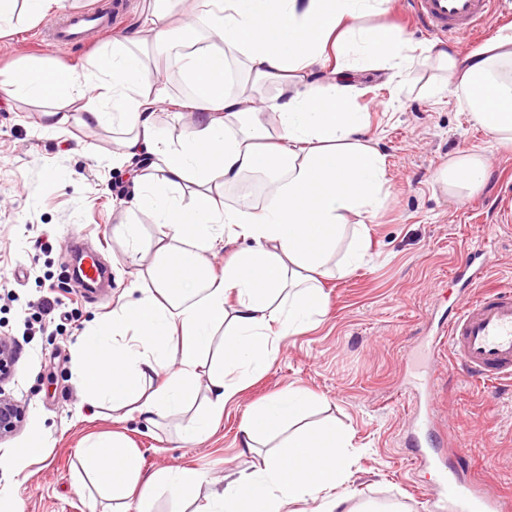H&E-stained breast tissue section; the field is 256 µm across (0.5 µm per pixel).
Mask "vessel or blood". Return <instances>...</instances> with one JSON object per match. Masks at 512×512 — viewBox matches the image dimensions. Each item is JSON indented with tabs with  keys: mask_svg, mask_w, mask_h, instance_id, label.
Here are the masks:
<instances>
[{
	"mask_svg": "<svg viewBox=\"0 0 512 512\" xmlns=\"http://www.w3.org/2000/svg\"><path fill=\"white\" fill-rule=\"evenodd\" d=\"M497 6V0H411V16L426 32L444 41L482 27ZM90 28L106 33L112 22L108 15L94 10L48 26L53 39L63 45L81 39ZM71 276L84 288L111 285L84 254L77 255ZM483 276V270L468 257L457 261L451 272L453 280L470 285ZM439 342L448 347L470 378L512 377V292L491 288L451 308ZM431 502L448 506L451 512H512V502L489 493L483 484L465 477L462 469L446 466L433 470Z\"/></svg>",
	"mask_w": 512,
	"mask_h": 512,
	"instance_id": "1",
	"label": "vessel or blood"
}]
</instances>
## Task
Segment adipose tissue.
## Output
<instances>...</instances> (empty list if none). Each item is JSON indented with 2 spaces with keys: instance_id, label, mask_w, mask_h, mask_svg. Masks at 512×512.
<instances>
[{
  "instance_id": "adipose-tissue-1",
  "label": "adipose tissue",
  "mask_w": 512,
  "mask_h": 512,
  "mask_svg": "<svg viewBox=\"0 0 512 512\" xmlns=\"http://www.w3.org/2000/svg\"><path fill=\"white\" fill-rule=\"evenodd\" d=\"M171 2L156 0L140 21L141 37L113 42L103 64L61 73L28 61L0 74V91L12 99L54 98L75 105L87 123L127 130L112 165L130 168L134 205L159 230L149 283L134 285V297L110 322L90 326L76 375L92 405L110 406L120 420L151 424L182 414L205 394L204 410L183 429L186 441L199 443L276 358L281 341L321 313L320 281L347 216L375 213L387 199L384 157L360 139L366 117L352 107L355 75L398 77L417 58L398 30L361 25L387 0H203V11L177 17ZM59 3L0 0V37L14 34L16 17L35 24ZM201 25L209 42L197 49L188 35ZM178 32L186 35L178 58L192 94L180 104L189 126L170 141L152 120L168 92L145 54L150 47L169 51ZM436 57L458 76L472 119L492 140L511 144L512 32L463 62L446 50ZM234 60L254 83L278 82L268 107L227 90ZM271 113L274 138L266 128ZM250 173L265 177L264 204L227 205L226 190ZM438 179L458 195L473 194L487 179L484 158L462 151ZM228 238L250 245L214 272L211 257ZM314 403L308 391L290 387L252 406L239 427L240 448L255 452ZM76 459L75 488L91 503L111 502L112 512H150L162 492L175 512H292L308 501L315 512H400L394 504L354 503L345 489L348 436L332 420L296 429L281 451L260 456L250 473L192 511L187 495L206 475L186 467L145 471L140 449L122 431L86 439Z\"/></svg>"
}]
</instances>
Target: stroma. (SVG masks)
<instances>
[{"instance_id":"obj_1","label":"stroma","mask_w":512,"mask_h":512,"mask_svg":"<svg viewBox=\"0 0 512 512\" xmlns=\"http://www.w3.org/2000/svg\"><path fill=\"white\" fill-rule=\"evenodd\" d=\"M105 7L119 38L131 34L153 0H64L58 16ZM410 9V0H392L387 11L362 23L399 28L419 53L438 42L409 23ZM103 42L93 33L58 46L42 21L0 39V69L27 56L60 70L78 67ZM156 78L170 101L157 106L154 123L174 140L185 125L176 103L187 97L176 55ZM434 80L448 84L442 99L422 92ZM356 83L355 106L368 115L364 138L384 155L387 170L388 198L377 217H347L345 241L353 240L357 224L368 226V261L341 273L345 250L337 248L330 262L335 273L322 283L325 314L281 341L267 370L225 406L216 431L196 445L180 437L186 417L117 423L111 410L84 402L76 381L77 344L86 328L109 318L149 265L132 261L112 237L113 226L131 217L126 209L134 194L131 173L112 166L123 132L74 119L47 132L49 103L0 94V335L12 338L17 356L14 376L0 388L26 410L22 426L0 439V457L26 448L31 458L19 478L0 471V488L9 489L0 512H89L72 481L77 451L87 435L118 428L140 448L150 472L190 467L220 481L250 469L253 457L237 445L239 424L250 405L290 386L319 400L306 424L333 418L345 427L355 501L425 512L429 487L417 460L421 446L447 463L464 461L469 476L512 498V380L471 379L447 352L428 350L459 297L448 269L461 257L484 251L486 283L512 291V220L502 217L512 209V147L494 143L471 119L456 79L435 62L394 81L385 72H364ZM465 149L482 152L489 172L479 192L460 197L436 175ZM131 218L144 225L146 236H157L149 213ZM76 239L111 273L106 292L87 294L65 278ZM54 298L65 307L44 321L39 304ZM431 368L440 374L442 420L438 433L417 435L410 425L421 402L417 380Z\"/></svg>"}]
</instances>
